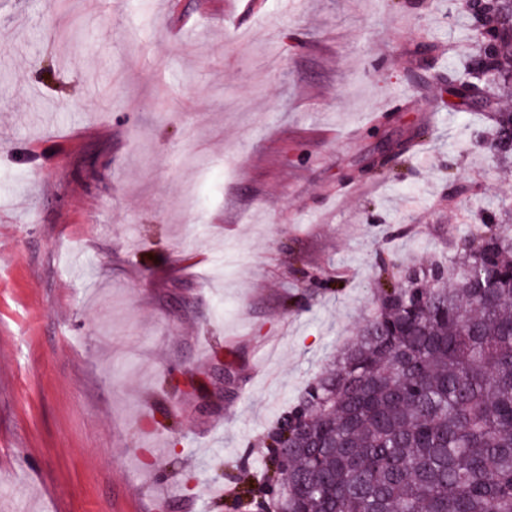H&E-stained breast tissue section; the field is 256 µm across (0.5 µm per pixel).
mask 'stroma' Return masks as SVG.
Returning a JSON list of instances; mask_svg holds the SVG:
<instances>
[{
	"label": "stroma",
	"mask_w": 512,
	"mask_h": 512,
	"mask_svg": "<svg viewBox=\"0 0 512 512\" xmlns=\"http://www.w3.org/2000/svg\"><path fill=\"white\" fill-rule=\"evenodd\" d=\"M466 4L0 0V512H242L379 259L512 213Z\"/></svg>",
	"instance_id": "obj_1"
}]
</instances>
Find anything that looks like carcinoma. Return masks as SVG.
Instances as JSON below:
<instances>
[{
    "mask_svg": "<svg viewBox=\"0 0 512 512\" xmlns=\"http://www.w3.org/2000/svg\"><path fill=\"white\" fill-rule=\"evenodd\" d=\"M478 52L443 91L490 114L512 158V0L474 9ZM357 338L267 435L282 512H512V227L461 236L454 259L384 261Z\"/></svg>",
    "mask_w": 512,
    "mask_h": 512,
    "instance_id": "1",
    "label": "carcinoma"
}]
</instances>
